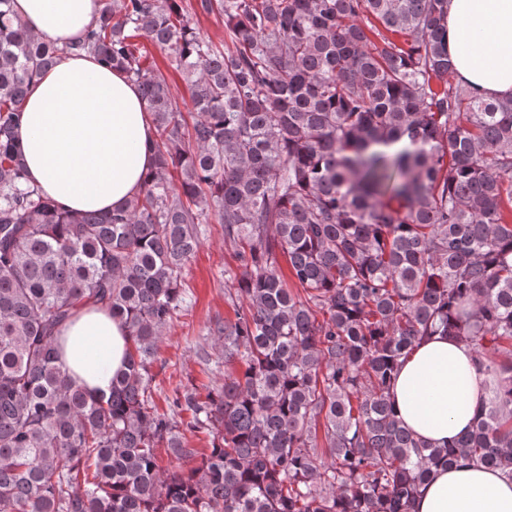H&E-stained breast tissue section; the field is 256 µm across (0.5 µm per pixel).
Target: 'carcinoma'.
Segmentation results:
<instances>
[{"label": "carcinoma", "instance_id": "cac0c4a2", "mask_svg": "<svg viewBox=\"0 0 512 512\" xmlns=\"http://www.w3.org/2000/svg\"><path fill=\"white\" fill-rule=\"evenodd\" d=\"M11 2L0 512H411L438 467L512 477V97L450 80L448 0H108L73 49L138 86L155 166L120 210L83 213L25 182L22 103L61 49ZM202 15L224 19L228 42L200 34ZM205 224L224 225L236 263L234 317L213 330L224 382L176 389L162 411L152 364L188 308ZM87 305L128 331L106 395L60 363V333ZM436 333L469 344L494 382L443 448L408 432L390 398L397 365ZM162 449L187 467L163 468Z\"/></svg>", "mask_w": 512, "mask_h": 512}]
</instances>
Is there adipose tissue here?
<instances>
[{
	"mask_svg": "<svg viewBox=\"0 0 512 512\" xmlns=\"http://www.w3.org/2000/svg\"><path fill=\"white\" fill-rule=\"evenodd\" d=\"M104 0H13L40 37L78 38ZM454 75L486 98L512 96V0H448ZM152 120L138 88L88 55H65L38 75L18 139L29 181L62 209L109 211L131 198L154 167ZM127 331L101 307L78 310L63 331L60 361L91 393H108L124 365ZM491 383L465 342L422 340L401 365L391 397L419 439L444 446L469 430ZM412 512H512V481L482 466L437 470Z\"/></svg>",
	"mask_w": 512,
	"mask_h": 512,
	"instance_id": "ef3b65f1",
	"label": "adipose tissue"
}]
</instances>
